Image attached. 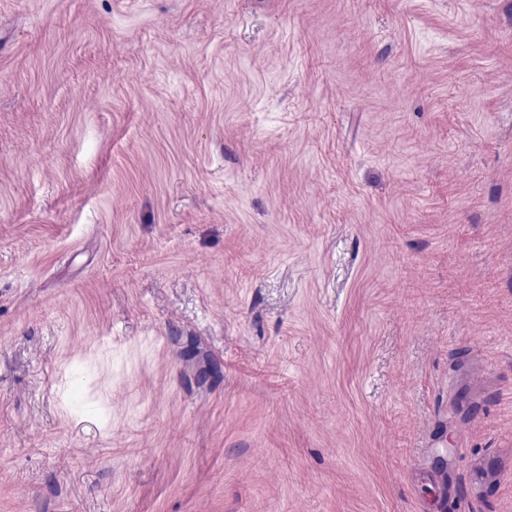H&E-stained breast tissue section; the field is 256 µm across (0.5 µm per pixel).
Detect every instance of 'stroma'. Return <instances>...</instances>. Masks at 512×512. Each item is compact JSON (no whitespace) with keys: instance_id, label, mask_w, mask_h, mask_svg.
Wrapping results in <instances>:
<instances>
[{"instance_id":"stroma-1","label":"stroma","mask_w":512,"mask_h":512,"mask_svg":"<svg viewBox=\"0 0 512 512\" xmlns=\"http://www.w3.org/2000/svg\"><path fill=\"white\" fill-rule=\"evenodd\" d=\"M0 512H512V0H0Z\"/></svg>"}]
</instances>
